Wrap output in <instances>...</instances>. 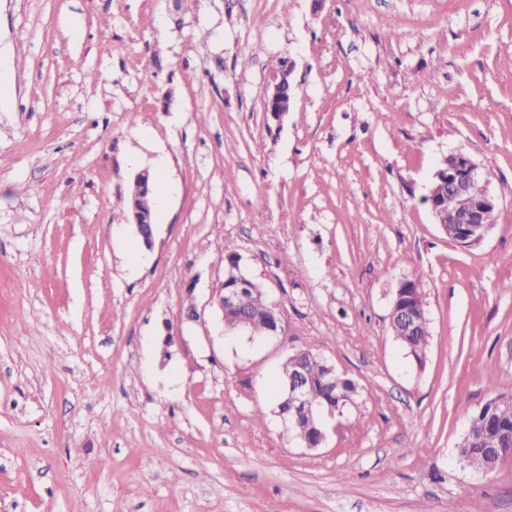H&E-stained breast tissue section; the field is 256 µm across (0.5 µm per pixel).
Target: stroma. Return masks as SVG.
Returning a JSON list of instances; mask_svg holds the SVG:
<instances>
[{
    "mask_svg": "<svg viewBox=\"0 0 512 512\" xmlns=\"http://www.w3.org/2000/svg\"><path fill=\"white\" fill-rule=\"evenodd\" d=\"M0 63V512H512V456L456 460L512 395V0H0ZM451 153L500 200L467 247L424 201ZM228 246L278 335H224ZM307 347L360 392L312 450L270 412ZM293 67H294L293 63L290 61H287L285 69L282 71L281 76L279 77V80L274 85L273 91L268 98L267 112H271L276 117L279 116V112H283L278 108L277 101L279 102V106L286 111H288V109L291 107L292 100H293V93L291 92L290 88H287L286 90H284V92L281 94L279 100H278V95H279L281 89L285 86L284 81L289 80V77L293 71ZM151 177L152 175L148 170H142L138 172L133 179L131 205L130 196H128L126 201L127 208L130 206L128 212L130 215L131 224L134 226L135 236L137 240L139 239V243L146 250L152 249L155 239V232L153 227L154 224L151 223L150 217L141 211L142 209L144 212L151 215L150 200L153 190H155V183L153 182V187H151L148 191ZM141 194L142 197L138 201ZM399 288H402L400 296H398ZM399 288L393 293L391 309L396 305L397 310L407 308L416 315L422 313L424 318L412 327L397 318L394 322H389V329L399 345L420 365L423 364L431 338L424 300L414 281L406 280ZM499 395L488 401L483 409H478L470 415L468 425L477 436H500L512 439V405H499L494 401ZM511 396L500 398L498 403L510 402Z\"/></svg>",
    "mask_w": 512,
    "mask_h": 512,
    "instance_id": "1",
    "label": "stroma"
}]
</instances>
